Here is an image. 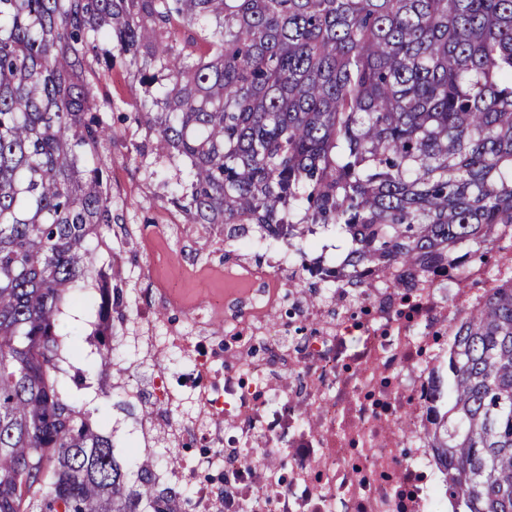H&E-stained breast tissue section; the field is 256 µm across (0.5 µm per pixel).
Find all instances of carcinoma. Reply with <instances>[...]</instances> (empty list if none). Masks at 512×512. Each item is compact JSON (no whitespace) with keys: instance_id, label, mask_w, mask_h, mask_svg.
<instances>
[{"instance_id":"cac0c4a2","label":"carcinoma","mask_w":512,"mask_h":512,"mask_svg":"<svg viewBox=\"0 0 512 512\" xmlns=\"http://www.w3.org/2000/svg\"><path fill=\"white\" fill-rule=\"evenodd\" d=\"M117 64L146 149L187 167L172 206L286 245L304 298L483 265L427 437L461 512H512V282L493 261L512 227V0H0V512H179L60 378L77 289L101 357L125 320L88 247L112 223ZM331 230L348 248L328 270L309 253Z\"/></svg>"}]
</instances>
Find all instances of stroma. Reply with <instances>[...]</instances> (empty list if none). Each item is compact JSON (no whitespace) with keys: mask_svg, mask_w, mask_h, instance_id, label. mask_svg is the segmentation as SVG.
I'll return each mask as SVG.
<instances>
[{"mask_svg":"<svg viewBox=\"0 0 512 512\" xmlns=\"http://www.w3.org/2000/svg\"><path fill=\"white\" fill-rule=\"evenodd\" d=\"M104 91L112 101L113 112L107 121L114 130L112 143L103 149L110 167L114 216L106 236L123 241L118 263L128 317L147 309L158 330L173 324L188 331L211 300H223L225 312L235 311L236 285L224 276L225 269L238 262L234 243L225 241L222 227L205 229L186 223L168 203L176 184L186 175L185 167L155 159L150 153L140 154L144 129L117 120V113L132 111L142 95L140 87L117 66ZM94 312L85 293H78L73 316L64 325L68 343L81 353L75 366L84 375L83 385L70 388L69 398L90 412L93 420L118 425L120 434L125 435L140 422L142 404L137 401L132 409H122L126 399L123 388L145 386L150 369L121 345L111 349L107 358L96 354L88 338V321ZM115 363L129 366V374L110 378L108 369Z\"/></svg>","mask_w":512,"mask_h":512,"instance_id":"35a3bbf8","label":"stroma"}]
</instances>
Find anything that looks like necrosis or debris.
I'll use <instances>...</instances> for the list:
<instances>
[{"instance_id":"necrosis-or-debris-1","label":"necrosis or debris","mask_w":512,"mask_h":512,"mask_svg":"<svg viewBox=\"0 0 512 512\" xmlns=\"http://www.w3.org/2000/svg\"><path fill=\"white\" fill-rule=\"evenodd\" d=\"M285 274L275 250L266 265L226 271L244 308L223 338H158L145 311L127 328L125 342L153 366L158 409L129 445L178 459L155 469L159 489L188 486L192 512H452L424 425L454 326L483 299V268L370 289L361 318L343 311L350 288L313 306ZM287 299L305 335L275 322ZM164 348L182 354L178 371L155 363Z\"/></svg>"}]
</instances>
